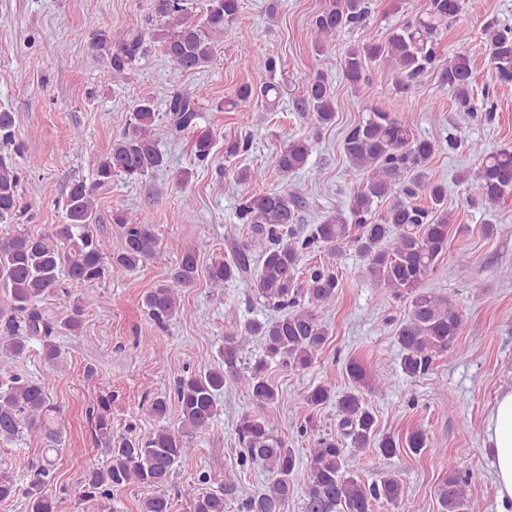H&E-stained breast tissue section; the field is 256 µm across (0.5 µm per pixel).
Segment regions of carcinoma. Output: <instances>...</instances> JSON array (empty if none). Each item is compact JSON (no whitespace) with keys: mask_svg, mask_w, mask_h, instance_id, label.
<instances>
[{"mask_svg":"<svg viewBox=\"0 0 512 512\" xmlns=\"http://www.w3.org/2000/svg\"><path fill=\"white\" fill-rule=\"evenodd\" d=\"M194 0H152L159 23L150 32L164 55L180 71H196L208 66L216 44L224 35V24L236 20L240 0H206L203 16L195 18ZM487 22L482 35L489 47V60L497 84L512 86V27L500 24L495 0H484ZM459 11V0H427L424 11L413 20L390 30L377 42L348 48L339 59V70L350 85L364 79L368 64L377 62L400 76L397 111L380 106L350 126L342 141L348 162L363 173V183L344 210H336L314 225L309 234L293 228L300 221L305 201L291 184L282 190L244 195L237 208V221L249 225V236L241 240L236 226L224 233L227 258L216 259L208 268L216 284L237 282L264 300L279 316L250 320L224 334L221 361L200 371H184L174 381L178 427L162 426L148 436L133 428L112 435L109 409L112 393L99 396L88 410L93 439L105 445L106 464L91 467L85 474L81 498L85 501L109 499L112 489L131 482L154 490L139 505L140 512H171L165 493L155 490L168 485L174 465L193 452V437L206 433L217 415L216 397L226 382L243 387L260 406H283L277 386L267 376L269 363L276 361L292 369L306 370L316 361L326 343L327 332L313 309L336 298L339 281L328 263L312 265L299 275L304 253L322 248L334 258L345 244H352L363 260L364 274L396 298L409 300L407 318L395 332L400 350L401 372L409 378L427 374L436 357L456 346L463 329L458 307L448 298L426 287L448 248L451 217L448 187L429 177V163L438 151L436 142L417 136L396 112L412 111L409 83L435 68L441 26ZM371 14L370 0H329L310 21V35L317 52L324 49L344 29L363 25ZM89 47L106 60L104 79L118 84L128 79L136 62L144 55V37L112 39V29L95 30ZM244 60L262 79L242 85L231 106L251 98L266 103L278 99L279 86L264 77L276 72L279 56L243 50ZM441 82L455 92L459 103L476 109L471 102L472 63L464 51L457 52L440 72ZM299 110L312 113L316 127L336 118L335 99L323 72L308 76ZM171 127L193 132L199 118L198 106L190 95L176 92L168 101ZM133 121L112 141L110 150L93 161L95 181L91 186L73 184L64 204V221L42 235L28 233L0 236V289L10 296L12 314L0 328V351L23 358L29 343H41L44 359L55 365L61 351L55 343L56 324L46 318L38 302L60 287V271L84 287L73 303L66 321L69 330L82 326L84 308L94 302L93 286L114 271L132 272L155 256L158 240L152 220L146 214L128 211L113 214L122 230L118 251L107 254L95 234L97 214L94 191L112 184L122 175L135 182L167 168L164 153L154 138L156 112L148 99L139 101ZM195 157L203 163L212 149L210 133L195 135ZM22 146L15 138V116L0 111V223H9L25 210L19 187L21 176L13 155ZM310 154L303 139H294L271 157L272 166L286 177L305 169ZM259 169H242L232 174L226 186L232 188L262 179ZM472 180L477 195L489 204L512 197V150L501 148L485 154ZM197 257L183 253L169 281L149 289L142 306L149 319L162 326L182 311L180 291L195 284ZM258 338L264 355L250 371H239L243 351ZM353 390L336 398L341 437H317L308 458L303 512H375L382 504L394 512H409L398 479L386 474L365 484L348 467L346 448L372 449L391 457L402 448L415 453L439 449L431 447L421 429L402 438L376 435V418L362 400L360 388L383 395L392 390L391 378L375 374L350 359L345 365ZM332 398L331 390L318 385L303 396L305 404L319 407ZM54 406L45 383L15 373L9 363H0V440L10 442L22 432L40 438L47 451H56L60 432L52 428ZM243 445L240 465L257 466L268 473L267 483L242 502L241 512H288L294 493L293 476L300 459L294 449L274 437V427L265 416H241L236 425ZM55 460L44 456L30 467L26 485L9 472L0 471V501L23 495L29 512H58L59 501L45 486L53 478ZM442 512H478L479 504L468 497L467 479L453 464L448 478L438 488ZM193 512H225L224 490L205 492L193 500Z\"/></svg>","mask_w":512,"mask_h":512,"instance_id":"carcinoma-1","label":"carcinoma"}]
</instances>
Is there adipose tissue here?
Segmentation results:
<instances>
[{
  "label": "adipose tissue",
  "mask_w": 512,
  "mask_h": 512,
  "mask_svg": "<svg viewBox=\"0 0 512 512\" xmlns=\"http://www.w3.org/2000/svg\"><path fill=\"white\" fill-rule=\"evenodd\" d=\"M498 512H512V389L500 392L487 419Z\"/></svg>",
  "instance_id": "ef3b65f1"
}]
</instances>
